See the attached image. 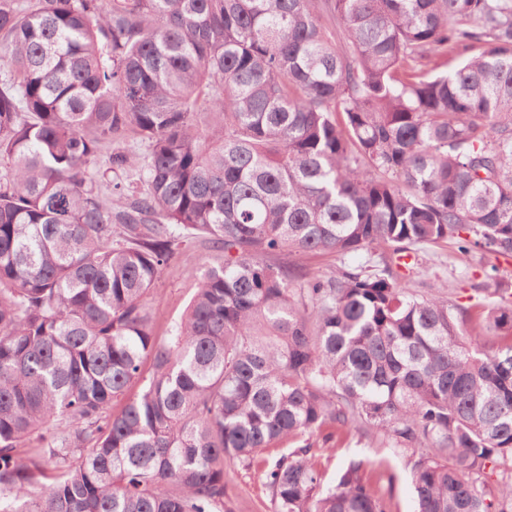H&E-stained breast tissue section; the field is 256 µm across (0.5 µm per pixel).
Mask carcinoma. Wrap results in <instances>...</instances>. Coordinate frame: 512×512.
<instances>
[{"mask_svg": "<svg viewBox=\"0 0 512 512\" xmlns=\"http://www.w3.org/2000/svg\"><path fill=\"white\" fill-rule=\"evenodd\" d=\"M448 239L512 257V0H0V512H234L228 461L272 512H386L366 457L323 487L338 433L415 457L417 512H512V305L467 335L386 260L263 261ZM123 149L139 155L144 158L148 154V144L140 139L127 137L125 139L116 140L111 146L104 147L99 154V165L102 170L106 169L108 156L113 149ZM223 261L224 251L205 242L196 241L175 255L150 295L159 340L166 339L181 321L198 288L201 272ZM382 250L376 252L358 251L345 255L336 253H310L304 255L271 256L268 263L298 265L307 278H326L338 267L355 268L368 264L369 260L381 263Z\"/></svg>", "mask_w": 512, "mask_h": 512, "instance_id": "cac0c4a2", "label": "carcinoma"}]
</instances>
